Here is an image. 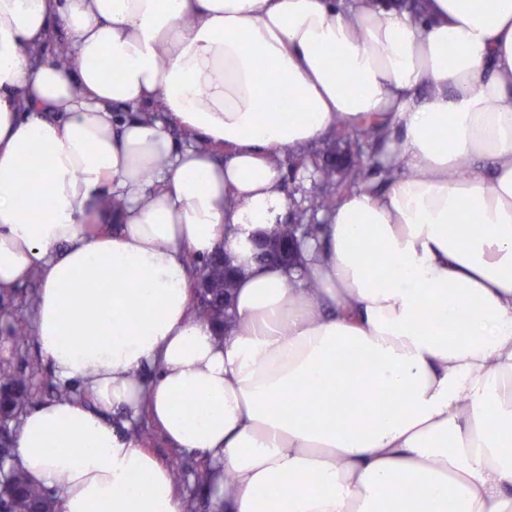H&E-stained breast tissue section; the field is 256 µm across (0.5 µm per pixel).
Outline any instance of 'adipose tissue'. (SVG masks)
<instances>
[{"mask_svg":"<svg viewBox=\"0 0 512 512\" xmlns=\"http://www.w3.org/2000/svg\"><path fill=\"white\" fill-rule=\"evenodd\" d=\"M60 28L73 65L29 66ZM374 121L386 192L323 215L288 287L247 243L284 218L275 155ZM220 246L221 336L184 264ZM33 272L92 399L14 437L60 512H182L105 419L143 411L220 465L224 512H512V0H0V290Z\"/></svg>","mask_w":512,"mask_h":512,"instance_id":"adipose-tissue-1","label":"adipose tissue"}]
</instances>
